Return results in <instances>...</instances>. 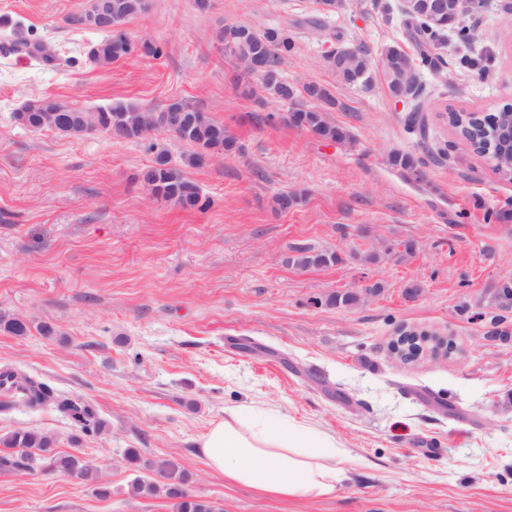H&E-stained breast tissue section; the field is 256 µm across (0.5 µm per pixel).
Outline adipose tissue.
I'll list each match as a JSON object with an SVG mask.
<instances>
[{"instance_id": "ef3b65f1", "label": "adipose tissue", "mask_w": 512, "mask_h": 512, "mask_svg": "<svg viewBox=\"0 0 512 512\" xmlns=\"http://www.w3.org/2000/svg\"><path fill=\"white\" fill-rule=\"evenodd\" d=\"M198 448L226 481L268 496L319 499L347 477L348 457L334 437L263 403L225 408Z\"/></svg>"}]
</instances>
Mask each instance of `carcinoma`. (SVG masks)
<instances>
[{
	"instance_id": "cac0c4a2",
	"label": "carcinoma",
	"mask_w": 512,
	"mask_h": 512,
	"mask_svg": "<svg viewBox=\"0 0 512 512\" xmlns=\"http://www.w3.org/2000/svg\"><path fill=\"white\" fill-rule=\"evenodd\" d=\"M112 2V21L107 26H94L92 30L102 33V38L94 43L99 53H88L91 62L107 65L131 55L160 59L164 55L163 46L155 42H134L124 31V25L144 12L143 0H110ZM454 0H411L410 10L404 11L406 26L411 41L417 48L416 69L432 73L443 71V62L437 53L446 32L451 31L461 39L470 42L473 39L471 25L463 22L459 25L448 24L452 15L449 7ZM325 13L315 12L298 22L283 26L267 27L256 30L246 25L226 26L219 32L224 43V52L234 60L249 68L252 61L262 58L266 70L259 77V85L247 84L243 93L255 96L260 92H269L283 103H291L296 98L295 88L282 78L280 65L298 49L293 28L302 26L311 33L322 37L327 30ZM325 64L332 69L336 78L347 85L360 82L357 74L368 72L377 65L391 96L403 95L407 98L419 96V84L410 81L405 72L397 70V61L385 47L378 59H373L368 47L359 44L352 58L336 62L331 56L323 57ZM306 94L322 102L323 109L295 108L287 113V120L302 127L319 138L342 142L349 138L348 133L331 124L325 115L326 108L336 106V99L330 92L318 85H309ZM50 104L57 112L53 129L67 135L82 136L95 131L115 134L124 141L145 138L154 124L173 133L188 144L192 151L183 156L180 163L172 162L163 151L157 152L153 163L141 170L140 181L157 198L172 200L188 209L206 208L210 200L202 198L200 188L188 180L183 173L184 166H199L209 157L221 156L232 152L236 147L234 138L226 134L224 124L211 119L205 113L183 102H173L160 112L147 111L137 105L116 103L96 110H78L57 99H37L25 103L13 113L16 124L30 130L45 128L42 112L45 104ZM512 119V106H505L498 112L484 117L456 116V128L470 139L484 144L489 151L498 150V130ZM409 129L426 140V117L422 108H416L409 117ZM393 165L400 167L405 175L416 181L424 178L423 161L411 154H397L392 157ZM294 256L289 261L307 268L337 264L341 257L336 253L315 251L310 247L293 248ZM31 323L18 318L0 317V330L14 336H25ZM0 393L9 399L11 405L27 408H40L50 405L64 414L83 433H98L105 427L95 410L88 404L70 398H61L44 383L33 377L10 368L0 370ZM53 436L34 429H18L0 438V446L6 449L0 456L1 467L24 466L35 470L47 464L53 471L63 475L76 476L85 480L93 478L92 467L80 456L71 453H59L54 450ZM126 459L135 468L142 467L152 471L156 478L150 480L137 476L133 480L135 493L144 496L160 494L173 501L175 512H217L208 501L190 494L185 488L184 471L174 458L141 462L139 452L130 448Z\"/></svg>"
}]
</instances>
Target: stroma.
Instances as JSON below:
<instances>
[{"label": "stroma", "instance_id": "obj_1", "mask_svg": "<svg viewBox=\"0 0 512 512\" xmlns=\"http://www.w3.org/2000/svg\"><path fill=\"white\" fill-rule=\"evenodd\" d=\"M386 2L385 14L371 0H344L328 36L299 34L282 67L297 91L289 105L242 96L240 83L256 78L217 32L291 21L315 11V0H211L205 13L194 0H149L125 30L161 44L164 57L108 66L86 59L98 33L66 22L84 0H0L11 37L57 52L50 65L0 54V316L34 325L26 336L0 330V368L89 401L106 423L84 434L51 407L1 410L0 436L46 432L99 481L0 470V512H171L165 498L132 492L130 448L178 459L187 490L221 512H512V341L485 340L494 316L512 326V308L493 296L512 283V182L441 118L512 105V10L490 0L469 18L472 44L446 36L439 52L450 82L419 72L427 146L447 147L449 158L417 183L390 163L423 146L380 70L349 86L323 64L341 38L375 54L409 48L404 0ZM465 55L480 67H462ZM310 84L335 97L328 119L348 141L286 121L290 107H316ZM45 96L87 109L181 101L223 123L237 148L186 169L211 201L186 210L153 198L138 174L157 151L176 161L188 145L168 132L124 142L17 126L13 113ZM281 193L298 203L276 210ZM296 246L342 261L300 269L288 262ZM411 282L421 287L413 299L404 295ZM375 284L381 294L365 297ZM344 291L361 293L360 303L325 305ZM43 323L55 335H41ZM401 329L449 336L455 349L396 363L389 344ZM256 402L332 435L354 461L347 480L317 500L226 482L198 441L225 407Z\"/></svg>", "mask_w": 512, "mask_h": 512}]
</instances>
